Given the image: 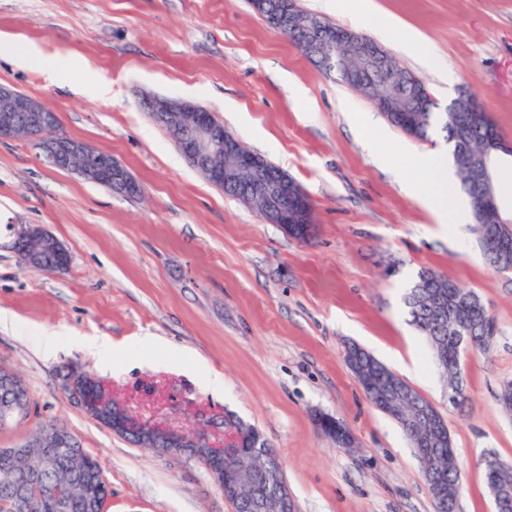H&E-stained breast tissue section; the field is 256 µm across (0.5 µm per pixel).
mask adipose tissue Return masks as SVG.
Wrapping results in <instances>:
<instances>
[{"label": "adipose tissue", "instance_id": "obj_1", "mask_svg": "<svg viewBox=\"0 0 512 512\" xmlns=\"http://www.w3.org/2000/svg\"><path fill=\"white\" fill-rule=\"evenodd\" d=\"M418 165L425 178L412 184L411 192L435 215L439 223L451 226L468 223L466 202L453 198L455 180L447 159L433 153L419 158Z\"/></svg>", "mask_w": 512, "mask_h": 512}]
</instances>
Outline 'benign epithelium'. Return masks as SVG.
Returning <instances> with one entry per match:
<instances>
[{"instance_id": "obj_1", "label": "benign epithelium", "mask_w": 512, "mask_h": 512, "mask_svg": "<svg viewBox=\"0 0 512 512\" xmlns=\"http://www.w3.org/2000/svg\"><path fill=\"white\" fill-rule=\"evenodd\" d=\"M255 9L262 13L265 23L283 34L301 29L305 41L300 48L304 55L336 66L335 42L325 34V27L317 19L301 20L288 3L276 10L266 9L265 0H254ZM339 41L357 48L359 64L354 73L379 71L393 81L399 80L392 54H383L377 45L351 29L338 33ZM152 116L163 123L175 139L180 153L192 167L201 171L206 180L216 187L245 184L246 196L264 203L258 211L267 223L278 224L285 231L302 224L313 230L311 203L302 187L283 170L273 166L267 158L245 147L224 128L217 116L205 106L190 100L152 97L149 99ZM484 108L472 93H464L448 105L449 120L465 126L470 113ZM55 113L36 98L15 89L0 86V141H30L54 167L69 171L88 183L106 186H124L133 192L137 182L118 162L89 144L70 138L55 128ZM490 145L475 150L462 143L455 152L456 164L465 174L464 190L479 196L482 202V223L496 224L501 229L512 227V216L502 214L492 188V162L506 149L493 132L486 135ZM9 248L22 265L28 268L49 266L60 273L69 267L71 255L64 244L40 224H14ZM65 388L83 410L115 434L136 436L152 445V449L183 455L193 450V458L200 462L224 498L239 499L243 480L264 470H283L277 454L266 448L260 437L253 439V448L244 452L239 448L238 434L224 432V447L212 446L206 430L182 433L130 414L120 402L108 397L102 385L86 375L69 374ZM390 409L406 424L414 428H434L431 408L418 406L410 414L402 412L400 399L390 401ZM291 500L287 482L278 483L269 493L248 501L252 512H280L285 501Z\"/></svg>"}]
</instances>
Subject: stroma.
<instances>
[{
  "label": "stroma",
  "instance_id": "obj_1",
  "mask_svg": "<svg viewBox=\"0 0 512 512\" xmlns=\"http://www.w3.org/2000/svg\"><path fill=\"white\" fill-rule=\"evenodd\" d=\"M297 5L387 48L439 108L476 94L512 143V0ZM374 12L396 27L380 32ZM407 28L425 53L404 46ZM29 47L38 57L25 58ZM76 61L110 98L85 87ZM0 86L43 101L63 134L111 154L141 189L128 197L51 166L32 143L0 142V225H43L71 255L66 271L40 273L0 235V367L31 399L26 418L0 427V448L49 424L99 460L108 512H233L202 464L132 444L77 406L64 377L83 373L132 414L208 429L218 448L225 414L254 425L281 459L294 512H436L411 441L346 362L355 343L446 420L462 472L457 512H495L481 459L512 466V416L498 402L512 380V271L488 265L473 224L444 230L409 192L418 155L447 149L441 131L421 140L390 126L248 0H0ZM152 95L200 103L286 171L310 200L311 239L264 222L191 167L149 112ZM428 270L474 290L498 327L489 353L464 361L461 407L405 303ZM43 333L57 335L55 352L43 351ZM75 336L110 349H81ZM144 336L172 354L142 348ZM215 374L217 391L206 385ZM321 414L351 446L321 431Z\"/></svg>",
  "mask_w": 512,
  "mask_h": 512
}]
</instances>
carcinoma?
I'll return each instance as SVG.
<instances>
[{
  "mask_svg": "<svg viewBox=\"0 0 512 512\" xmlns=\"http://www.w3.org/2000/svg\"><path fill=\"white\" fill-rule=\"evenodd\" d=\"M384 96L408 99L410 109L417 112V120L406 118L402 112H386L384 116L394 127L414 138H425L429 132L439 129L448 141L457 144L462 136L476 145L484 147V131L495 127L489 113H471V125L460 131L448 123L446 112H420L413 96L400 85H393L385 79L379 81ZM512 266V234L493 240L492 252L486 254L491 266L497 265V258ZM440 295L446 298L448 308L455 318V327H449L448 320L433 311L432 300ZM412 322L426 338L432 359L451 385L456 395L455 403L468 401L462 378V354L465 349L487 352L497 333V325L478 296L461 287L448 277L425 271L407 295ZM346 361L372 404L380 411L391 395L392 386L402 378L389 370L367 350L352 345L347 348ZM414 448L424 464L426 482H435L452 488V497L434 499L437 512H455L461 485V468L456 451L452 446L448 426L443 417H438L437 428L431 432L410 433ZM94 456L84 448H54L47 443L34 440L33 447L26 455L0 451V503L12 501L18 487L31 479V466L39 465L38 478L50 489L55 486L73 489V502L69 512H86L85 499L95 497L97 512H107L112 490L106 478L94 471ZM486 484L495 499L501 502V512H512V467L494 459L485 468ZM278 481L277 474L266 471L252 480L245 497L237 502V509L245 512L249 498L259 496ZM26 512H58L55 498L47 494L37 500H30Z\"/></svg>",
  "mask_w": 512,
  "mask_h": 512,
  "instance_id": "1",
  "label": "carcinoma"
}]
</instances>
